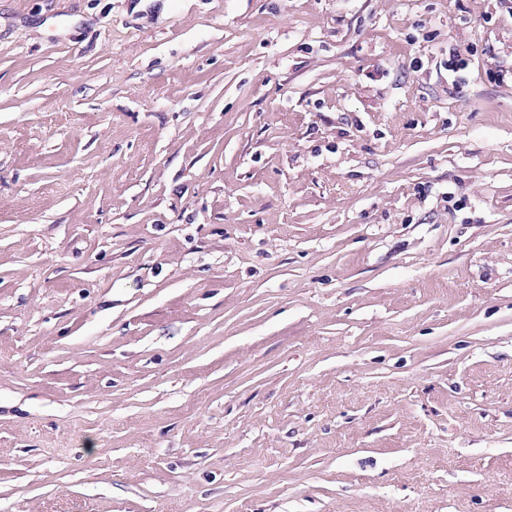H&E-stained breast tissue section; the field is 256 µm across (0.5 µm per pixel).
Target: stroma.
Here are the masks:
<instances>
[{
    "label": "stroma",
    "instance_id": "35a3bbf8",
    "mask_svg": "<svg viewBox=\"0 0 512 512\" xmlns=\"http://www.w3.org/2000/svg\"><path fill=\"white\" fill-rule=\"evenodd\" d=\"M0 512H512V0H0Z\"/></svg>",
    "mask_w": 512,
    "mask_h": 512
}]
</instances>
